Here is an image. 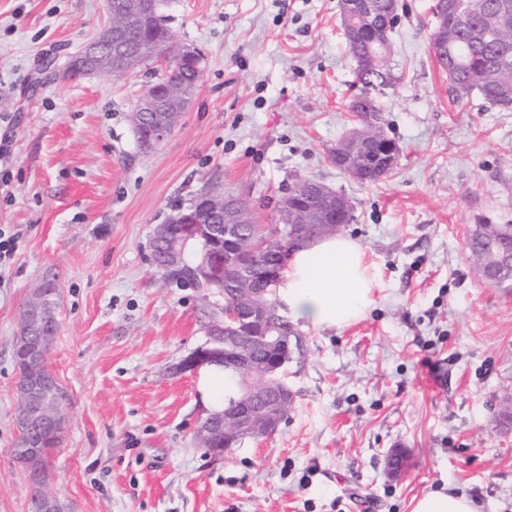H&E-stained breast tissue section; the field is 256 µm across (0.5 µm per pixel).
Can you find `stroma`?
<instances>
[{
  "mask_svg": "<svg viewBox=\"0 0 512 512\" xmlns=\"http://www.w3.org/2000/svg\"><path fill=\"white\" fill-rule=\"evenodd\" d=\"M399 3L397 81L378 97L399 157L361 185L330 161L355 79L339 0H161L176 41L205 63L191 106L150 151L129 114L143 83L162 78L157 63L120 79H37L44 56L107 26V0H0L13 139L0 226L23 234L0 271V512H32L12 455L13 351L47 279L60 289L47 364L67 395L48 484L63 512H411L433 490L512 512V289L465 256L478 221H512V110L457 98L430 53V0ZM306 177L350 199L342 232L379 274L376 302L343 329L295 323L287 418L214 459L194 435L209 410L201 378L177 366L219 299L166 277L153 232L206 191L277 223ZM395 448L406 453L397 478Z\"/></svg>",
  "mask_w": 512,
  "mask_h": 512,
  "instance_id": "stroma-1",
  "label": "stroma"
}]
</instances>
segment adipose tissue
Wrapping results in <instances>:
<instances>
[{
  "label": "adipose tissue",
  "mask_w": 512,
  "mask_h": 512,
  "mask_svg": "<svg viewBox=\"0 0 512 512\" xmlns=\"http://www.w3.org/2000/svg\"><path fill=\"white\" fill-rule=\"evenodd\" d=\"M378 286L379 275L363 246L338 234L292 252L277 297L293 320L315 328H343L366 316Z\"/></svg>",
  "instance_id": "ef3b65f1"
}]
</instances>
